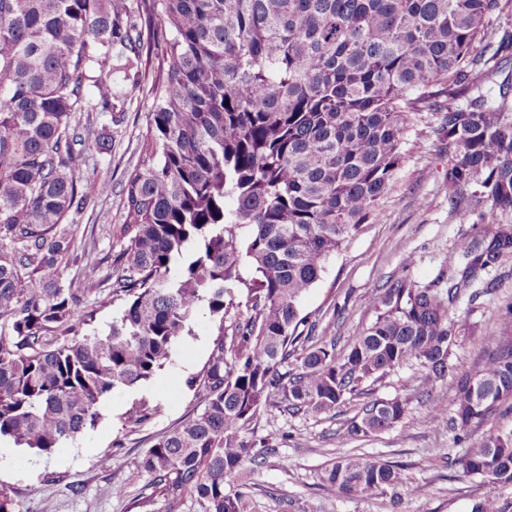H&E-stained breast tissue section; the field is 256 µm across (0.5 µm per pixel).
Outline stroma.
<instances>
[{"instance_id":"obj_1","label":"stroma","mask_w":512,"mask_h":512,"mask_svg":"<svg viewBox=\"0 0 512 512\" xmlns=\"http://www.w3.org/2000/svg\"><path fill=\"white\" fill-rule=\"evenodd\" d=\"M128 22L139 38V58L133 65L112 61V109L121 117L112 128V149L93 154L80 168L81 176L107 182L110 189L89 204L76 230L78 246L99 258L100 277L112 275L106 256L119 250L123 188L136 168L145 131V115L159 78L154 47V23L127 0ZM439 116L423 113L407 134L409 154L397 171L378 220L364 229L326 264L320 280L302 298L308 322L306 335L314 345L348 349L354 336L375 321L386 290L400 282L419 286L436 281L447 268L462 266V244L488 234L492 225L512 224V209L502 210L472 184L449 199L447 156L436 135ZM457 343L452 358L461 369L477 370L489 349L486 336L512 343V251L480 272L472 290L463 291L453 306ZM193 335L176 346L171 361L149 382L114 392L101 406L94 429L66 443L50 456L11 447L0 457V490L15 501L18 512H134L136 496L148 493L149 476L137 467L155 438L169 432L205 405L196 378L216 338L208 315H199ZM400 397L408 402V417L400 425L368 437L349 435L362 407L374 399ZM156 408L141 426L125 424L123 416L138 399ZM443 409L432 417L433 405ZM454 392L448 384L422 383L418 367L407 366L363 382L326 413L291 414L262 409L248 428L249 436L265 441L272 452L257 464H246V512H470L474 500L493 496L502 512H512V484L492 485L479 478H460L448 460L461 448L477 445L486 425L473 427L457 440L449 426ZM112 453L111 469L99 458ZM359 451L368 458L405 466L399 487L400 505L388 497L342 499L321 485L325 466L336 457Z\"/></svg>"}]
</instances>
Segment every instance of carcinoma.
I'll return each mask as SVG.
<instances>
[{"instance_id":"1","label":"carcinoma","mask_w":512,"mask_h":512,"mask_svg":"<svg viewBox=\"0 0 512 512\" xmlns=\"http://www.w3.org/2000/svg\"><path fill=\"white\" fill-rule=\"evenodd\" d=\"M507 6L139 0L160 22V76L124 188L123 244L109 255L122 309L106 333L89 335L98 311L89 301L106 283L91 252L77 253L76 227L105 185L76 169L87 149L112 141V50L133 43L127 0H0V439L49 456L95 427L109 395L166 367L201 311L217 328L201 375L206 404L140 457L152 491L139 512H181L188 497L197 512H245L231 481L268 454L244 431L269 405L330 411L364 380L413 365L450 384L463 434L512 400V344L488 337L492 351L474 372L449 362L450 310L512 249V225L463 245L465 267L448 287L388 289L346 352L297 333L300 301L328 259L379 216L416 115L442 114L449 200L477 183L512 209V70L474 53L484 41L512 58V33L497 40L487 28ZM78 258L85 275L66 288L63 267ZM154 413L141 399L125 422ZM406 414L399 398L371 400L349 433H382ZM448 466L512 484V422ZM402 476L397 462L348 455L322 481L338 498L389 494L396 504Z\"/></svg>"}]
</instances>
